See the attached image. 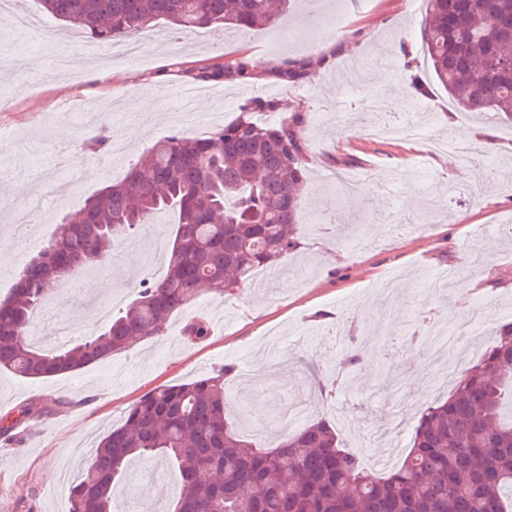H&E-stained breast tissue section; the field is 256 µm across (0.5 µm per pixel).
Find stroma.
Masks as SVG:
<instances>
[{"label":"stroma","mask_w":512,"mask_h":512,"mask_svg":"<svg viewBox=\"0 0 512 512\" xmlns=\"http://www.w3.org/2000/svg\"><path fill=\"white\" fill-rule=\"evenodd\" d=\"M423 12L412 0H326L316 17L290 11L278 24L241 34L221 27L186 31L175 44L148 47L142 59L115 63L107 46L60 21L50 26L59 49L77 66L98 71L95 79L53 74L39 85L25 82L40 60L29 36L13 34L0 21V48L10 62L0 69V164L14 172L0 183V264L22 272L29 260L70 217L104 187L124 179L131 164L158 137L178 131L179 112L138 108L144 86L156 90L196 88L197 109L236 119L255 99L278 101L277 111L257 112L276 123L291 114L303 118V163L308 186L302 194L301 246L273 271H260L237 295L204 292L174 315L166 335L79 371L25 379L0 370V417L24 405L48 403L49 413L0 438V512H69L62 475L78 477L88 451L127 408L162 385H175L230 363L224 387L237 409L253 407L268 427L252 435L248 418L239 428L245 440L272 448L287 428V397L308 400L315 416L328 420L344 447L359 453L376 476L400 466L411 446L421 411L447 399L450 388L429 390L433 357L425 343L427 321L446 322L454 342L445 353L457 370L473 365L499 327L512 321V123L456 106L436 81L421 53ZM413 54L411 75L427 87L414 95L400 62ZM328 61L295 84L282 81L284 65L299 66L314 53ZM257 55L270 73L236 81L195 79L198 68ZM93 98L88 118L59 111L61 101ZM382 100L387 120L409 112L430 118L419 138L375 136L360 100ZM349 114L340 124L337 113ZM118 133L135 130L124 157L83 151L82 167L58 164L59 154L85 143L100 124ZM68 132L66 142L55 137ZM473 129L492 134L473 171L490 170L488 183L472 194V182L453 180L444 168L453 145ZM353 176L354 189L337 194L333 177ZM54 196L34 245L24 246L17 217L20 203L41 185ZM413 192H406V185ZM170 243L168 225L158 223L118 244L110 263L80 274L95 284L77 311L49 300L35 315L31 339L52 349L98 328L93 305L122 311L148 277L162 274ZM466 314H459V306ZM204 318L210 333L186 341L187 318ZM363 363L349 366L352 352ZM89 413H82L83 405ZM151 483L149 466L134 459L117 494L114 512H145L164 506L179 491V479L163 468Z\"/></svg>","instance_id":"obj_1"}]
</instances>
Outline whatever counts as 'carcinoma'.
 I'll use <instances>...</instances> for the list:
<instances>
[{"label":"carcinoma","instance_id":"obj_1","mask_svg":"<svg viewBox=\"0 0 512 512\" xmlns=\"http://www.w3.org/2000/svg\"><path fill=\"white\" fill-rule=\"evenodd\" d=\"M288 0H41L54 19L90 31L103 44L128 41L156 24L169 35L230 25L243 33L273 26ZM422 51L438 82L468 110L512 121V67L487 74L479 56L512 60V0H426ZM250 75L240 58L198 71L201 79ZM302 120L255 119L244 106L233 123L198 138L157 139L128 176L57 225L48 245L0 303V368L24 378L71 373L161 336L169 318L208 290L222 298L296 246L294 226L306 183ZM169 211L176 214L165 271L105 329L45 352L29 341L33 314L51 286L112 260L115 246ZM188 341L209 334L189 321ZM227 363L201 379L159 386L125 411L92 450L83 478L69 487L70 512H112L113 490L133 458L176 468L180 493L166 512H512V323L457 378L447 400L428 406L412 446L385 477L365 470L320 419L275 448L242 439L226 399ZM34 414L0 420V435Z\"/></svg>","mask_w":512,"mask_h":512}]
</instances>
